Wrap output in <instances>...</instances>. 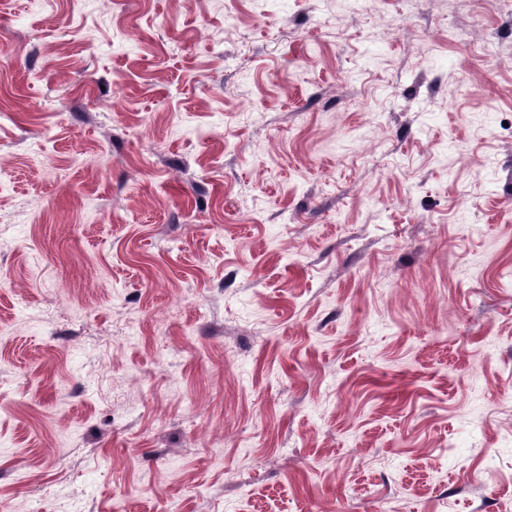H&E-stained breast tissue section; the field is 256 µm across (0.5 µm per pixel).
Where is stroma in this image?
Returning a JSON list of instances; mask_svg holds the SVG:
<instances>
[{
  "label": "stroma",
  "instance_id": "1",
  "mask_svg": "<svg viewBox=\"0 0 512 512\" xmlns=\"http://www.w3.org/2000/svg\"><path fill=\"white\" fill-rule=\"evenodd\" d=\"M512 502V5L6 0L0 512Z\"/></svg>",
  "mask_w": 512,
  "mask_h": 512
}]
</instances>
